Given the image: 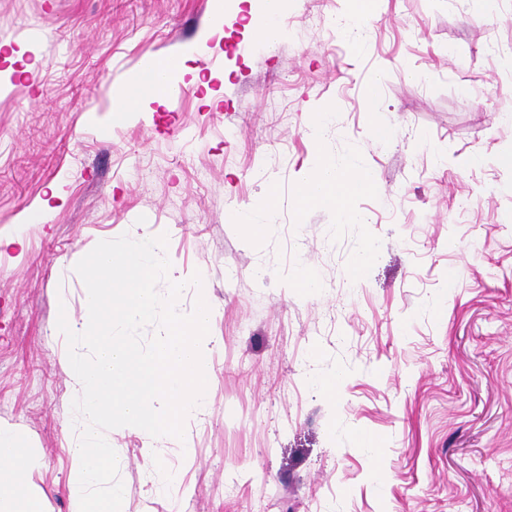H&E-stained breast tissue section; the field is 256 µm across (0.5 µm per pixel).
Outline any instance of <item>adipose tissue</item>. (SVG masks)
Segmentation results:
<instances>
[{
  "mask_svg": "<svg viewBox=\"0 0 512 512\" xmlns=\"http://www.w3.org/2000/svg\"><path fill=\"white\" fill-rule=\"evenodd\" d=\"M250 5L247 27L264 43L277 42L281 37L279 18L288 9V0H216L215 16L238 14L241 2ZM165 91L157 86L156 75L142 68L136 81L122 86L113 109L115 118L125 119L135 112L149 111L152 103L162 102ZM357 168L349 159H319L306 171L298 185L297 205L305 209L317 205H334L349 212L351 197L343 193ZM43 466L39 448L25 441L19 428L0 424V512H49L47 501L34 477Z\"/></svg>",
  "mask_w": 512,
  "mask_h": 512,
  "instance_id": "obj_1",
  "label": "adipose tissue"
}]
</instances>
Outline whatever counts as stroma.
I'll list each match as a JSON object with an SVG mask.
<instances>
[{
    "instance_id": "obj_1",
    "label": "stroma",
    "mask_w": 512,
    "mask_h": 512,
    "mask_svg": "<svg viewBox=\"0 0 512 512\" xmlns=\"http://www.w3.org/2000/svg\"><path fill=\"white\" fill-rule=\"evenodd\" d=\"M350 10L290 0L269 49L225 19L180 95L116 123L115 90L182 59L213 0H0V229L24 240L0 251V423L42 450L51 512H73L59 309L82 313V253L148 231L175 276L201 273L218 344L185 445L113 429L122 512H512V0H378L336 26ZM349 155L369 223L299 210L302 174ZM270 184L248 238L236 216ZM300 268L316 294L293 288ZM157 465L178 476L164 494ZM278 189L276 185L270 184L268 186L265 198V205L258 210L247 209L239 216V223H241L245 233L254 238H260L264 235L267 224H264V218L270 208L276 206L278 201Z\"/></svg>"
}]
</instances>
